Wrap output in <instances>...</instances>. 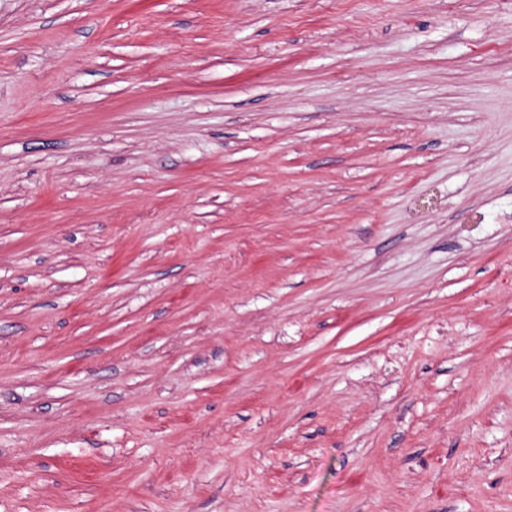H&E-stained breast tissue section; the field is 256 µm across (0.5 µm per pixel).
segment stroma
I'll list each match as a JSON object with an SVG mask.
<instances>
[{
	"label": "stroma",
	"instance_id": "35a3bbf8",
	"mask_svg": "<svg viewBox=\"0 0 512 512\" xmlns=\"http://www.w3.org/2000/svg\"><path fill=\"white\" fill-rule=\"evenodd\" d=\"M0 512H512V4L0 0Z\"/></svg>",
	"mask_w": 512,
	"mask_h": 512
}]
</instances>
